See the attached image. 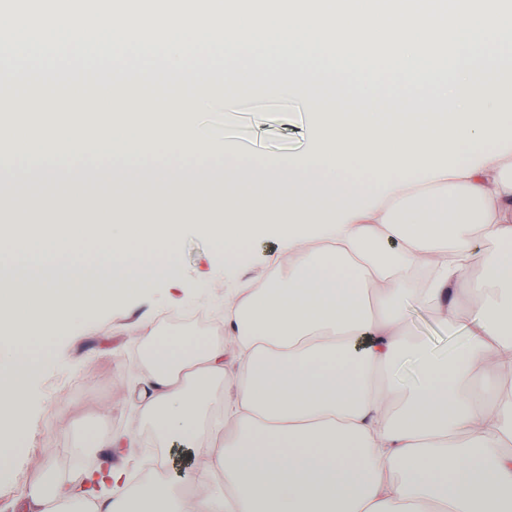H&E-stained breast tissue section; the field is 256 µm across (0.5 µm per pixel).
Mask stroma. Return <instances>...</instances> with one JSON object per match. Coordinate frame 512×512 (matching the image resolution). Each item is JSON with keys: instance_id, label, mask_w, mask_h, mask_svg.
Listing matches in <instances>:
<instances>
[{"instance_id": "stroma-1", "label": "stroma", "mask_w": 512, "mask_h": 512, "mask_svg": "<svg viewBox=\"0 0 512 512\" xmlns=\"http://www.w3.org/2000/svg\"><path fill=\"white\" fill-rule=\"evenodd\" d=\"M210 71L216 103L199 120L211 137L233 144L243 157L254 160L290 157L307 149L316 127L314 114L294 100L259 96L225 110L221 60H214ZM177 239L179 260L170 272L149 288L88 311L50 341L49 355L26 379L22 412L28 444L10 468L0 470V512H28V492L20 487L27 474L48 469L78 486L88 471H101V455H91L86 464L76 459V449L84 447L89 434L109 437L130 431L139 439L150 438L147 423L134 408L135 380L146 370L134 331H155L164 313L185 316L204 310L223 323L224 292L214 288V281L251 283L265 278L273 272L270 259L280 248L277 233L268 225L259 226L252 239L255 259L249 263L225 264L212 248L207 225H179ZM408 325L411 340L437 357L454 355L468 341L465 331L446 327L423 307L410 309Z\"/></svg>"}]
</instances>
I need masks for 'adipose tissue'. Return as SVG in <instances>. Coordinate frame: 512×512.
I'll return each instance as SVG.
<instances>
[{"instance_id":"ef3b65f1","label":"adipose tissue","mask_w":512,"mask_h":512,"mask_svg":"<svg viewBox=\"0 0 512 512\" xmlns=\"http://www.w3.org/2000/svg\"><path fill=\"white\" fill-rule=\"evenodd\" d=\"M133 29L157 43L163 69L192 73L190 36L134 14ZM512 33V0H315L257 13L237 0L224 13L228 54L264 48L298 59L271 66L261 92L304 101L319 115L304 154L213 170L128 169L146 141L144 89L158 68L142 66L128 117L73 130L77 155L107 154L110 194L87 207L94 166L68 163L33 192L9 191L0 228V365L14 360L32 317L57 333L90 307L150 287L140 247L178 260L181 223L211 227L225 260L250 259L245 242L272 224L282 247L263 288L224 289V340H158L138 392L139 413L163 444L199 448L201 420L224 386V433L215 449L223 494L198 479L194 508L162 482L126 503L84 500L82 512H512V80L485 83L495 58L482 44ZM453 59L449 80L422 91L428 72ZM392 67L403 109H384L377 86L347 88L342 68ZM342 107L327 108L319 85ZM204 92L156 106L153 141L185 155H221L193 121ZM377 172L357 193L348 167ZM96 243L95 269L71 275L77 240ZM494 251L482 265L475 241ZM417 303L470 341L452 358L408 344L406 311ZM416 375L383 377L397 358ZM21 379L0 377V467L27 436Z\"/></svg>"}]
</instances>
